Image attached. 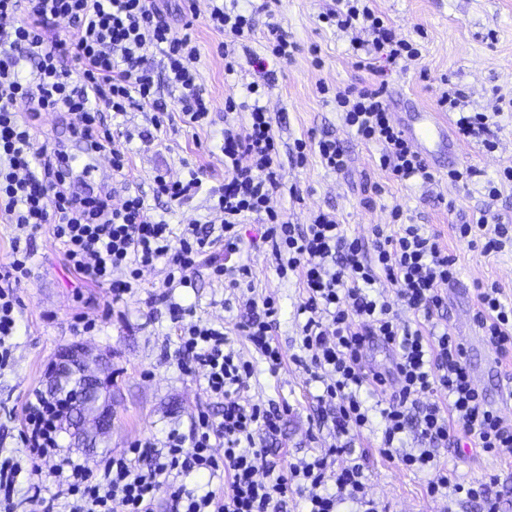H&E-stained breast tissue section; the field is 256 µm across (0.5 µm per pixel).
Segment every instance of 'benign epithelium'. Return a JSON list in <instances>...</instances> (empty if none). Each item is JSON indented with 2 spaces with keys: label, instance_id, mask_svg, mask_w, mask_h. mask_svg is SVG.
I'll use <instances>...</instances> for the list:
<instances>
[{
  "label": "benign epithelium",
  "instance_id": "obj_1",
  "mask_svg": "<svg viewBox=\"0 0 512 512\" xmlns=\"http://www.w3.org/2000/svg\"><path fill=\"white\" fill-rule=\"evenodd\" d=\"M57 370L62 375L74 373L85 380L69 431H77L85 440L97 442L110 426L108 409L100 403V396L108 379L106 364L101 357L92 355L84 345L74 344L62 352Z\"/></svg>",
  "mask_w": 512,
  "mask_h": 512
}]
</instances>
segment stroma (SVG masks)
I'll list each match as a JSON object with an SVG mask.
<instances>
[{"mask_svg": "<svg viewBox=\"0 0 512 512\" xmlns=\"http://www.w3.org/2000/svg\"><path fill=\"white\" fill-rule=\"evenodd\" d=\"M224 3L252 13L253 28L236 44L240 68L227 74L218 50L224 36L207 23L210 0H194L191 34L198 50V81L212 104L210 124H186L179 112L172 111L163 115L152 138L143 139L139 133L149 117L142 112L128 113L122 123L107 122L109 128L132 135L126 143L132 188L147 198L152 213L164 217L174 231L210 220L211 192L224 183L220 146L225 99L231 95L243 98L249 82L269 81L263 104L273 118L281 173L285 184L300 192L296 198L278 195L272 206L295 224L309 223L321 209L335 212L349 236L367 239L374 225L389 223L391 208L399 205L412 222L437 233L442 245L458 259L457 278L448 289L447 318L468 349L475 385L489 401L498 402L499 374L512 372V361H503L497 369L490 366L493 352L473 319L475 288L481 282H497L504 299L512 301V251L484 254L458 240L453 227L472 222L482 210L489 223L512 225V183L501 179L503 169L512 167V110L498 109L500 98H512V0H373L397 36L415 40L421 48L420 56L401 61L389 77L387 102L392 114L437 111L435 90L440 77L447 76L464 92L468 111L496 115L491 127L497 142L494 151H485L479 140L454 137L451 159L432 165L433 182L404 185L387 179L376 165L379 146L362 142L344 125L332 97L318 90L322 84L362 86L374 79L370 72L353 66L350 34L320 19L335 0H277L270 16L259 12L260 0ZM271 17L297 46L290 63H281L266 49L263 33ZM255 57L264 59L263 69L252 66ZM326 135L339 140L347 151L348 166L342 172L325 169L316 153H308L301 164L293 155L295 140ZM462 166L476 168V176L464 183L449 182V169ZM159 168L182 180L202 170V186L179 205L153 200L152 179ZM491 182L500 188L493 200L486 191ZM261 232V225L247 220L241 226L239 250L218 249L213 257L231 269L250 268L255 296L276 300L279 314L273 334L284 360L274 373L235 329L239 320L235 295L212 276L208 262L197 267L193 287L173 290L167 289L161 268L145 269L139 290L118 304L108 288L72 271L62 245L49 233L37 235L29 276L19 292L13 360L0 370V451L21 454L18 431L25 397L32 389L45 388L58 352L76 342L102 356L110 376V432L92 448L71 447L69 435H59L60 445L70 447L72 455L87 467L97 468L108 455L122 452L135 441H161L173 429L189 432L199 409L220 418L223 408L208 395L202 378L184 374L173 356L179 328L169 316L172 301L192 308L195 323L229 326L235 349L255 365L247 398L284 408L281 430L272 445L285 462L310 458L318 448L333 443L326 417L334 405L317 401L319 384L308 382L293 360L300 351L295 310L302 285L296 275L283 278L277 274L269 248L253 247V239ZM380 436V416L375 413L370 426L351 438L356 454L365 459L364 475L376 500V512H481L474 501L429 495V473L407 470L399 460L382 455ZM435 456L450 481L495 479L500 512H512V461L472 451L466 444L436 449Z\"/></svg>", "mask_w": 512, "mask_h": 512, "instance_id": "1", "label": "stroma"}]
</instances>
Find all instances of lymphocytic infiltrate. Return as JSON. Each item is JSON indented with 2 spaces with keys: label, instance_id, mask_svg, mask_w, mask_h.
Here are the masks:
<instances>
[{
  "label": "lymphocytic infiltrate",
  "instance_id": "obj_1",
  "mask_svg": "<svg viewBox=\"0 0 512 512\" xmlns=\"http://www.w3.org/2000/svg\"><path fill=\"white\" fill-rule=\"evenodd\" d=\"M337 28L364 29L367 39L354 42L356 68L375 71L377 56L392 65L417 56L407 40L396 38L384 17L368 0H336L327 15ZM208 21L224 34V70L235 72L240 62L231 46L253 26L252 16L213 0ZM156 48L166 64L173 101L158 94L154 71L144 63L148 48ZM198 51L189 34L175 31L159 0H0V219L14 225L25 246H14L12 259L0 268V370L12 360L11 339L17 329V290L32 257L30 241L48 230L66 249L73 270L91 282L109 286L114 301L134 294L143 269L163 264L168 287H193L192 272L207 249L223 245L237 250L239 224L256 218L263 224L261 242L270 244L280 276L296 273L303 294L296 314L302 319V353L295 362L312 381L322 383L321 400H332L330 422L335 444L311 459L281 466L273 451L258 446L262 437L280 429L282 411L247 400L243 391L253 364L230 347L222 329L185 324L190 308L173 303L171 320L179 324L176 355L183 371L203 377L206 390L224 406L221 421L199 412L191 434L171 430L162 443L135 442L126 452L106 458L98 470L61 453L57 442L61 411L49 407L42 391L29 393L19 437L22 457L0 459V512H15L14 491L22 480H33V495L60 489L67 512H155L164 499L167 512H288V497L299 494L305 512H339L351 502L373 512L363 465L353 457L344 437L369 422L362 389L379 390L383 420L380 451L398 457L407 469L433 467L436 448L470 440L473 447L512 459V429L500 409L475 387L468 352L449 325L440 321L448 309L446 285L457 275V259L436 233L420 224H405L401 207L391 218L399 228L386 233L372 229V246L349 237L335 214L318 211L311 223L294 224L273 209L270 200L282 186L276 163L277 142L272 118L262 105V84L246 87V100L228 96L224 104V188L211 210L220 217V230L211 233L199 224L175 233L165 219L156 218L139 192L127 193L113 205L111 193H73L61 165L59 150L37 144L34 122L46 112L72 116L75 135H84L95 150L110 151L112 170L124 175L129 158L120 142L100 130V108L114 115L151 108L153 128L159 116L176 109L184 122L206 123L211 101L197 82ZM387 82L361 89L337 90L336 107L347 127L363 141L380 147L378 166L388 179L429 182L434 174L389 112ZM441 108L460 110L457 128L463 137H478L485 149L491 117L466 111L459 89L440 90ZM247 112L245 122L233 121ZM125 272L113 280L114 270ZM217 276L238 290L239 327L267 363L277 371L282 353L272 329L278 312L273 298L256 299L242 292L249 268L234 271L215 265ZM390 282L404 305L421 315L419 328L400 322L384 298L370 296L377 278ZM474 319L486 343L501 358L512 356V303H505L498 283L478 284ZM382 346L391 355L389 367L372 362L367 351ZM447 396L440 404L439 396ZM416 447L400 452L406 435ZM223 453H216V446ZM348 455L343 467L337 456ZM53 459L50 470L42 463ZM204 473L225 477L223 493H196L187 477ZM429 494L482 501L485 512H498L491 485L450 483L437 472L427 484Z\"/></svg>",
  "mask_w": 512,
  "mask_h": 512
}]
</instances>
